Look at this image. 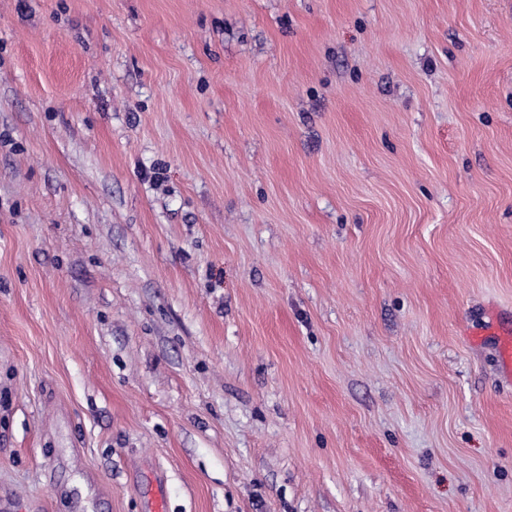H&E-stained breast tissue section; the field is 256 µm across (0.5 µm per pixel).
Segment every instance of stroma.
Segmentation results:
<instances>
[{"instance_id":"35a3bbf8","label":"stroma","mask_w":512,"mask_h":512,"mask_svg":"<svg viewBox=\"0 0 512 512\" xmlns=\"http://www.w3.org/2000/svg\"><path fill=\"white\" fill-rule=\"evenodd\" d=\"M512 0H0V512H512ZM491 334L497 336L498 352L502 372L507 378H512V328L491 327Z\"/></svg>"}]
</instances>
